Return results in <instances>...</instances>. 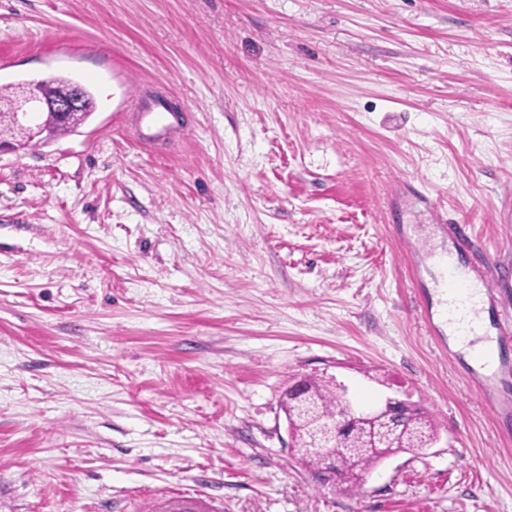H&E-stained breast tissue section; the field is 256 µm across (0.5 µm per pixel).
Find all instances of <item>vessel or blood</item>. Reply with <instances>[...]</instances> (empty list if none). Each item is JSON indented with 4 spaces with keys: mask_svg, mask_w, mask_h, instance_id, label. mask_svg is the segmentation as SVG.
I'll list each match as a JSON object with an SVG mask.
<instances>
[{
    "mask_svg": "<svg viewBox=\"0 0 512 512\" xmlns=\"http://www.w3.org/2000/svg\"><path fill=\"white\" fill-rule=\"evenodd\" d=\"M132 124L139 143L156 147L170 142L177 132L167 107L144 98L132 114ZM448 236L454 245L453 252L436 255L441 269L437 288L442 296L440 315L450 332L462 342L484 333V314L496 307L499 287L485 282L475 269L460 270L455 262L457 251L469 248L472 240L468 225L452 224ZM496 335L481 345H472L471 357L480 369L485 370V383H492L491 372L501 359V349L512 341V321L501 318L495 324ZM152 512H219L210 498L190 493H178L159 498Z\"/></svg>",
    "mask_w": 512,
    "mask_h": 512,
    "instance_id": "1",
    "label": "vessel or blood"
}]
</instances>
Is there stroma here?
Segmentation results:
<instances>
[{
	"mask_svg": "<svg viewBox=\"0 0 512 512\" xmlns=\"http://www.w3.org/2000/svg\"><path fill=\"white\" fill-rule=\"evenodd\" d=\"M77 132L0 152V512H512V370L429 328L433 252L512 273V0H0V87ZM174 99V144L129 103ZM302 376L433 413L359 494L290 457ZM44 80L53 91H64L70 87L77 88H72L66 93L47 98L44 95L41 80L25 85L22 92L14 100L13 111L11 112V107L8 108L6 112L10 113H2L0 121L3 122L5 115H7L14 128L18 130L22 137L27 139H33L43 133L31 124H23L21 119L26 120L28 109L31 111L44 109L48 110V112H54L58 116H66L77 109L82 101V106L64 122H58L54 117L43 113L40 123H44L47 126V140L58 135L75 132L92 117L95 111L93 93L85 84L65 75H57ZM151 512H220L210 498L190 493H178L157 499Z\"/></svg>",
	"mask_w": 512,
	"mask_h": 512,
	"instance_id": "35a3bbf8",
	"label": "stroma"
}]
</instances>
